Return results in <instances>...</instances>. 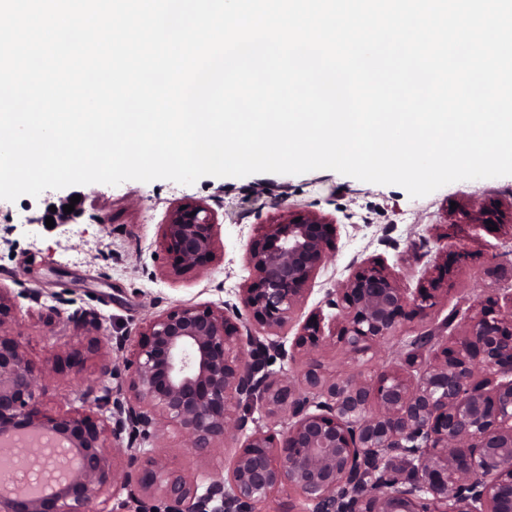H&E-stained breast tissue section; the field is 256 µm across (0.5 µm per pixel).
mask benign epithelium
Here are the masks:
<instances>
[{
  "label": "benign epithelium",
  "instance_id": "7a95c632",
  "mask_svg": "<svg viewBox=\"0 0 512 512\" xmlns=\"http://www.w3.org/2000/svg\"><path fill=\"white\" fill-rule=\"evenodd\" d=\"M68 204L44 216L66 224L83 202L66 214ZM506 221L483 203L460 207L452 223ZM217 226L207 204L172 209L166 275L209 270ZM336 235L325 215L287 209L250 239L237 301L176 304L138 335L112 337L113 351L130 341L135 349L101 364L115 383H88L81 410L52 411L42 398L54 374L81 373L88 352L36 365L0 285V458L46 483L0 491V512H262L287 490L299 495L298 512H512V295L450 311L405 338L398 365L371 370L402 326L431 317L466 253L443 249L428 285L412 293L382 261H364L326 293L334 315L315 311L290 337ZM328 347L356 370H328ZM288 364L300 365L297 376L283 373ZM169 429L203 459L234 443L227 470L185 472L160 445Z\"/></svg>",
  "mask_w": 512,
  "mask_h": 512
}]
</instances>
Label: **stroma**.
Returning <instances> with one entry per match:
<instances>
[{
    "label": "stroma",
    "mask_w": 512,
    "mask_h": 512,
    "mask_svg": "<svg viewBox=\"0 0 512 512\" xmlns=\"http://www.w3.org/2000/svg\"><path fill=\"white\" fill-rule=\"evenodd\" d=\"M84 197L75 223L38 224L47 203ZM499 202L512 206V176L462 180L410 197L396 185L363 182L329 169L299 175L256 173L205 176L183 185L170 180H130L48 189L39 196L0 200V285L17 296L13 321L29 358L51 365L74 346L92 348L81 376L61 375L45 404L63 412L81 407L80 395L112 356V339L132 336L144 322L175 303L208 304L234 298L248 277L244 255L258 225L272 223L282 207L320 211L335 219L339 235L325 269L312 284L297 320L322 306L326 292L365 260L393 267L403 287L418 288L442 246L460 247L469 260L434 313L467 311L490 294H512V278L494 266L512 265V236L480 224L451 225V204ZM204 202L218 213L224 249L210 270L163 276L161 229L169 210ZM96 316L100 330L73 320Z\"/></svg>",
    "instance_id": "obj_1"
}]
</instances>
